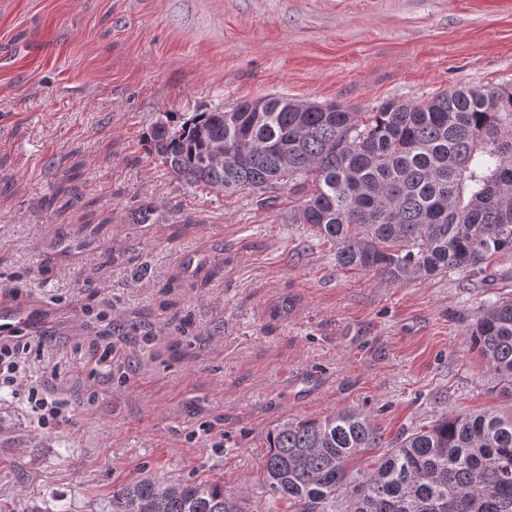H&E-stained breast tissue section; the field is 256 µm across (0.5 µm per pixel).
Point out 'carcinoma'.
Wrapping results in <instances>:
<instances>
[{
  "instance_id": "carcinoma-1",
  "label": "carcinoma",
  "mask_w": 512,
  "mask_h": 512,
  "mask_svg": "<svg viewBox=\"0 0 512 512\" xmlns=\"http://www.w3.org/2000/svg\"><path fill=\"white\" fill-rule=\"evenodd\" d=\"M189 118L168 113L147 152L179 181L270 202L292 182L291 223L334 247L336 265L391 282L486 273L512 255V85H461L373 112L301 109L286 95ZM470 338L491 389L512 399V293L484 302ZM267 512H512V415H446L384 442L370 418L342 409L268 434ZM371 465L350 473L367 454ZM109 512H243L224 482L139 477Z\"/></svg>"
}]
</instances>
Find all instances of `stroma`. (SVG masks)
Returning a JSON list of instances; mask_svg holds the SVG:
<instances>
[{
    "instance_id": "35a3bbf8",
    "label": "stroma",
    "mask_w": 512,
    "mask_h": 512,
    "mask_svg": "<svg viewBox=\"0 0 512 512\" xmlns=\"http://www.w3.org/2000/svg\"><path fill=\"white\" fill-rule=\"evenodd\" d=\"M506 82L512 0H0V289L42 310L29 378L71 403L42 429L0 394V500L101 512L148 474L265 512L283 423L355 408L389 442L512 413L468 343L512 255L493 281L340 269L289 223V188L262 207L189 186L144 146L167 112L270 94L368 112Z\"/></svg>"
}]
</instances>
